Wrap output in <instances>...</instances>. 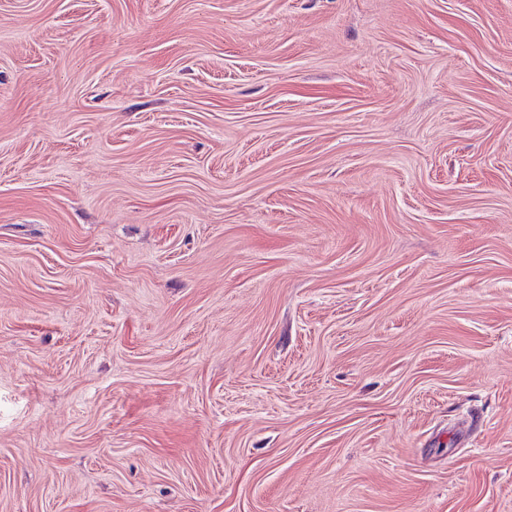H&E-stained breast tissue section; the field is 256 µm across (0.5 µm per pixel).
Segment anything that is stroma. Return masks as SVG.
<instances>
[{
	"label": "stroma",
	"instance_id": "1",
	"mask_svg": "<svg viewBox=\"0 0 512 512\" xmlns=\"http://www.w3.org/2000/svg\"><path fill=\"white\" fill-rule=\"evenodd\" d=\"M0 512H512V0H0Z\"/></svg>",
	"mask_w": 512,
	"mask_h": 512
}]
</instances>
